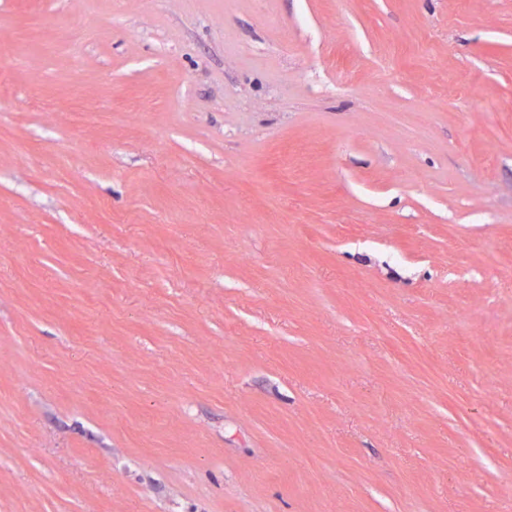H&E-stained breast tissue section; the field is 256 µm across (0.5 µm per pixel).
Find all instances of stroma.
Segmentation results:
<instances>
[{
	"label": "stroma",
	"mask_w": 512,
	"mask_h": 512,
	"mask_svg": "<svg viewBox=\"0 0 512 512\" xmlns=\"http://www.w3.org/2000/svg\"><path fill=\"white\" fill-rule=\"evenodd\" d=\"M0 512H512V0H0Z\"/></svg>",
	"instance_id": "obj_1"
}]
</instances>
